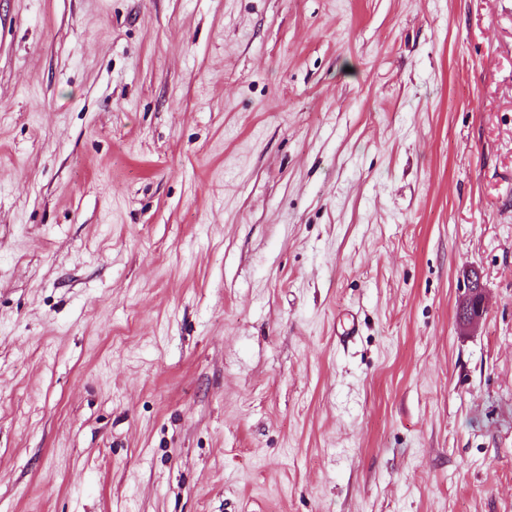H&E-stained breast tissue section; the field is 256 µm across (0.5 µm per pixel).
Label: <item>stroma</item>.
Returning <instances> with one entry per match:
<instances>
[{
	"label": "stroma",
	"instance_id": "1",
	"mask_svg": "<svg viewBox=\"0 0 512 512\" xmlns=\"http://www.w3.org/2000/svg\"><path fill=\"white\" fill-rule=\"evenodd\" d=\"M0 512H512V0H0ZM486 307L484 288L478 276L471 280L466 295L458 305L459 323L463 326L473 324L481 319Z\"/></svg>",
	"mask_w": 512,
	"mask_h": 512
}]
</instances>
